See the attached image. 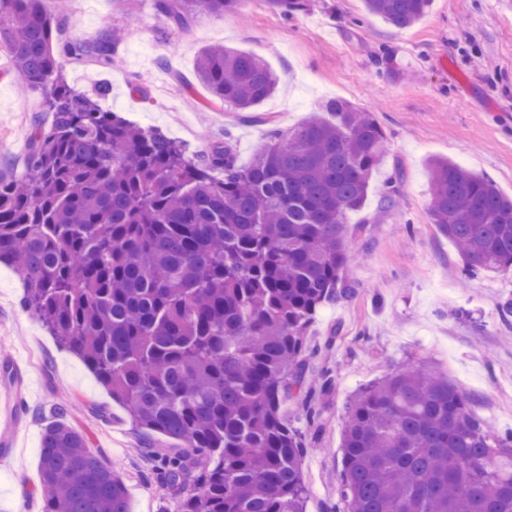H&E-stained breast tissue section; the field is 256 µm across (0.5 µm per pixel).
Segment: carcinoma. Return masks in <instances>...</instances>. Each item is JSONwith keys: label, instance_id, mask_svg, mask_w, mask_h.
Here are the masks:
<instances>
[{"label": "carcinoma", "instance_id": "obj_1", "mask_svg": "<svg viewBox=\"0 0 512 512\" xmlns=\"http://www.w3.org/2000/svg\"><path fill=\"white\" fill-rule=\"evenodd\" d=\"M249 0H160L179 28ZM288 16L308 0H262ZM398 29L431 0H363ZM48 0H0V49L40 91L50 125H33L23 185L0 173V260L58 343L142 428L179 443L160 460L174 512H304L301 433L283 394L311 404L306 330L348 299V212L360 208L386 136L369 112L336 99L248 167L231 140L190 154L168 137L99 109L70 87L63 60L112 66L105 33L54 50ZM196 75L211 95L252 112L276 89L265 59L204 49ZM224 171L216 178L213 171ZM430 223L467 271H512V198L487 177L437 158ZM58 406L39 455L43 512H130L122 474L88 448ZM334 512H512V431L495 432L448 375L408 365L361 388L343 426Z\"/></svg>", "mask_w": 512, "mask_h": 512}]
</instances>
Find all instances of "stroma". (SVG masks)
<instances>
[{
	"mask_svg": "<svg viewBox=\"0 0 512 512\" xmlns=\"http://www.w3.org/2000/svg\"><path fill=\"white\" fill-rule=\"evenodd\" d=\"M159 0H50L59 37L87 41L112 32L111 68L68 62L71 86L97 97L103 110L144 129H157L195 153L231 139L239 165H250L270 127L288 131L333 99L374 113L387 150L361 209L349 224L352 298L325 306L310 325L311 371L328 369L333 385L308 422L296 396L281 411L305 437V512H327L338 497L342 429L352 396L398 367L426 364L445 372L472 399L493 429H512V272L468 275L456 248L429 224L428 161L443 157L490 177L512 196V5L506 0H432L413 27L399 30L368 14L362 0H310L290 18L250 0L244 13L201 15L173 28ZM248 51L279 77L277 91L253 112L214 102L195 79L204 47ZM0 51V171L26 174L23 160L33 119L50 121L40 94L21 88ZM400 174L396 206L380 204L385 181ZM24 285L0 262V420L13 404L22 416L7 455L0 456V512H42L39 446L60 396L81 405L71 425L90 448L120 471L130 512H171L172 493L157 459L175 454V441L140 428L90 369L59 348L20 304ZM333 346H326V339Z\"/></svg>",
	"mask_w": 512,
	"mask_h": 512,
	"instance_id": "obj_1",
	"label": "stroma"
}]
</instances>
